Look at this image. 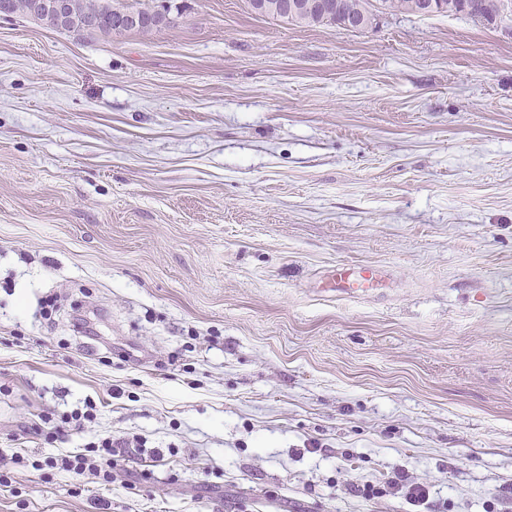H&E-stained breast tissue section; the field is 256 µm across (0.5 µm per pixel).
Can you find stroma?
I'll return each instance as SVG.
<instances>
[{
  "label": "stroma",
  "instance_id": "stroma-1",
  "mask_svg": "<svg viewBox=\"0 0 512 512\" xmlns=\"http://www.w3.org/2000/svg\"><path fill=\"white\" fill-rule=\"evenodd\" d=\"M172 5L0 18V512H512V25ZM66 1L68 2V10L62 19L53 10L59 15L64 14L66 6L64 0H55L50 5V8L53 10L47 8L41 10L44 6L41 2H37L33 6V0H0V9L8 10L11 16L21 14L32 19L35 18L31 16L32 9L40 11L34 20L40 21L50 28L68 32H71L70 29L83 30L84 34L81 38L89 40L99 37H110L112 35L120 36L128 32L150 33L170 27L176 23V17H174L170 21L164 22L163 26H160L162 20L159 19L157 13L165 19L169 18L166 10L170 6V2L167 0L156 2L157 13H154L155 6L144 8L132 7V10L137 11L138 23L137 17L133 13L123 14L120 19V21L128 26L118 25L117 21L119 18L112 13L113 6L117 4L118 0H97L95 1L97 3H94L92 0ZM136 23V26H131ZM374 270L370 268L355 269L347 266L337 267L330 276V288L336 292L350 295L371 288L376 280ZM126 443L121 439H112V436L101 437L97 442H90L87 447L96 453L97 460L89 459L87 455L70 453L55 458L52 464H59L63 470L81 476L87 470L96 476L102 477L103 481L112 479V456H116V448H126ZM60 462V463H59ZM408 470L404 465H399L394 468L392 476L388 478L384 485H374L369 482L360 483L358 481H351L349 488L352 493L358 497L365 499L377 498L386 495L389 490L402 489L407 487L406 501L414 507H422L426 510H416L432 512L433 505L429 501L430 491L427 485L419 482H408Z\"/></svg>",
  "mask_w": 512,
  "mask_h": 512
}]
</instances>
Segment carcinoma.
I'll use <instances>...</instances> for the list:
<instances>
[{
    "label": "carcinoma",
    "instance_id": "carcinoma-1",
    "mask_svg": "<svg viewBox=\"0 0 512 512\" xmlns=\"http://www.w3.org/2000/svg\"><path fill=\"white\" fill-rule=\"evenodd\" d=\"M68 10L64 18H59L51 9L40 10L36 20L42 24L68 31L78 29L84 31L82 38L93 40L99 37L120 36L128 32L150 33L162 27H170L176 19L162 21L148 6L137 9L138 23L135 26H120L118 17L112 13L114 3L118 0H67ZM266 8L262 16L282 19L307 25H322L321 16L325 12L335 14L334 22H340L349 13L358 14L372 8L369 0H296L300 7L297 15L288 13L285 4L290 0H265ZM459 4L465 3L468 10L485 17V22L492 23L494 18L503 14L512 17V0H450ZM33 0H0V9L9 11V15L21 14L31 16Z\"/></svg>",
    "mask_w": 512,
    "mask_h": 512
}]
</instances>
